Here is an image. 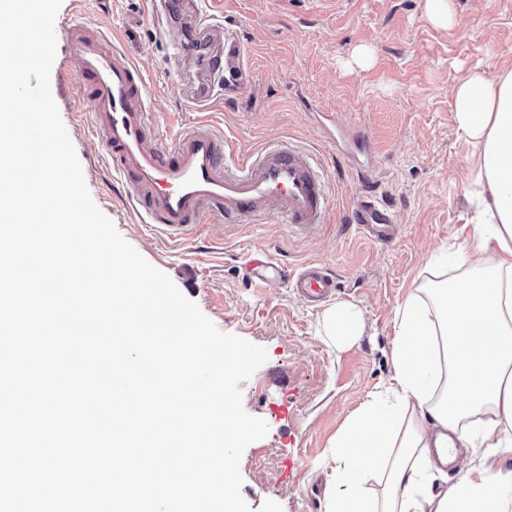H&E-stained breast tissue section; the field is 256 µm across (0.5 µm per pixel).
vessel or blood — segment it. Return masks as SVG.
Segmentation results:
<instances>
[{
  "label": "vessel or blood",
  "instance_id": "obj_1",
  "mask_svg": "<svg viewBox=\"0 0 512 512\" xmlns=\"http://www.w3.org/2000/svg\"><path fill=\"white\" fill-rule=\"evenodd\" d=\"M178 8L194 31L202 53L195 72L197 102L214 94L217 72L240 74L246 53L237 32L204 24L195 0H163L156 17L168 19ZM70 53L78 61L74 92L89 102L87 128L101 143L112 170L128 189L134 214L144 223L178 233L208 224H258L277 213L287 224L309 229L321 224L328 199L323 171L306 151L288 143L268 145L241 162L226 158L224 137L211 124L195 122L161 141L147 110V90L140 69L112 46L101 29L80 25L70 36ZM352 216L376 243L391 239L388 210L376 201H361ZM250 277L263 285L293 279L310 303L336 295V280L322 265L296 274L261 252L246 255Z\"/></svg>",
  "mask_w": 512,
  "mask_h": 512
}]
</instances>
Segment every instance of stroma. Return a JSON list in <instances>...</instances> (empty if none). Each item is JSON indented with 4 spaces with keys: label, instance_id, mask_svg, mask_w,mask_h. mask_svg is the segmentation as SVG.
I'll list each match as a JSON object with an SVG mask.
<instances>
[{
    "label": "stroma",
    "instance_id": "1",
    "mask_svg": "<svg viewBox=\"0 0 512 512\" xmlns=\"http://www.w3.org/2000/svg\"><path fill=\"white\" fill-rule=\"evenodd\" d=\"M425 4L200 0L203 12L236 30L251 50L247 85L202 112L190 101L194 36L180 22L159 24L148 0H63L57 15L51 91L92 200L219 330L267 352V362L240 385L245 411L269 426L240 461L241 493L252 512H326L322 462L346 419L393 375L396 310L433 280L439 249L475 243V171L452 90L472 69L512 71V0H452L456 21L445 28L427 20ZM82 23L99 25L143 72L161 137L206 121L239 160L281 139L314 154L327 176L323 224L291 229L272 213L261 224L216 222L172 240L138 223L81 117L87 104L72 92L70 29ZM360 131L371 140L359 143L358 157L375 160L372 194L397 229L386 245L345 221L364 187L355 170L338 164L336 143ZM255 250L294 271L310 263L329 268L337 302L362 312L363 336L337 350L322 331L323 308L309 307L283 282L255 286L242 265Z\"/></svg>",
    "mask_w": 512,
    "mask_h": 512
}]
</instances>
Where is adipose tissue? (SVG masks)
Returning a JSON list of instances; mask_svg holds the SVG:
<instances>
[{
  "instance_id": "ef3b65f1",
  "label": "adipose tissue",
  "mask_w": 512,
  "mask_h": 512,
  "mask_svg": "<svg viewBox=\"0 0 512 512\" xmlns=\"http://www.w3.org/2000/svg\"><path fill=\"white\" fill-rule=\"evenodd\" d=\"M482 191L475 247L443 257L460 275L419 288L397 310L394 375L342 426L331 455L327 512H512V472L460 465L448 491L432 490L455 441L485 459L512 456V72H472L453 92ZM351 305L329 308L323 332L337 348L364 332ZM383 482L368 494L369 479Z\"/></svg>"
}]
</instances>
